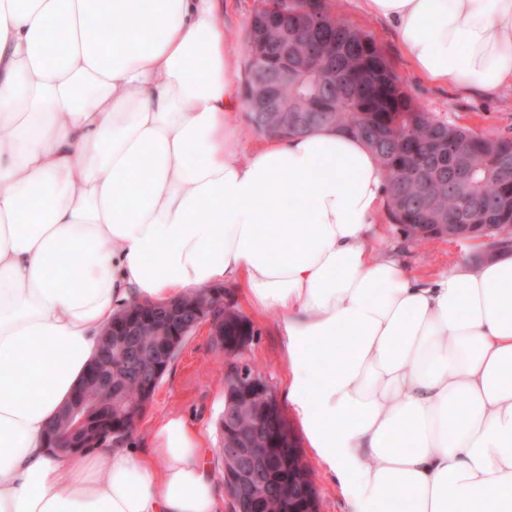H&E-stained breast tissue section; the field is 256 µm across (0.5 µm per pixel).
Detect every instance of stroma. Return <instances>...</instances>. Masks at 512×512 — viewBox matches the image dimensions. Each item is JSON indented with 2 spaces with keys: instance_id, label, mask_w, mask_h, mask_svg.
Instances as JSON below:
<instances>
[{
  "instance_id": "stroma-1",
  "label": "stroma",
  "mask_w": 512,
  "mask_h": 512,
  "mask_svg": "<svg viewBox=\"0 0 512 512\" xmlns=\"http://www.w3.org/2000/svg\"><path fill=\"white\" fill-rule=\"evenodd\" d=\"M261 0H219L224 24L232 35L228 45L237 63H244L247 24ZM339 16L361 28L375 40L404 90L426 111L445 115L457 124L475 131L512 136V89L496 94H464L424 81L413 70L403 55L394 30L363 10L361 0H340ZM374 246L379 251L394 253L407 268L418 276L429 278L447 270L449 263L476 259L481 254L479 244H452L444 239L414 242L406 239L396 225L382 221L374 230ZM224 306L246 317L255 331L253 339L244 347L241 358L260 370L274 393L281 412H288L286 372L283 367V341L276 313H257L250 309L242 286L227 284L222 287ZM229 356L223 345L210 333L209 323H202L188 337L177 357L171 362L153 400L145 410L129 443L139 448H150L148 430L161 415L176 411L186 415L205 433L210 448L209 465L215 478L224 475V439L221 417L224 413V366ZM293 438L301 447L303 461L312 472V481L318 501V512H348V502L342 487L333 485L304 447L300 428H293Z\"/></svg>"
}]
</instances>
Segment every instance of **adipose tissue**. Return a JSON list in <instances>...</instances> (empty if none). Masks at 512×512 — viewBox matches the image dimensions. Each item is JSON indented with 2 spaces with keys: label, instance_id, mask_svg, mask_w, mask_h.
<instances>
[{
  "label": "adipose tissue",
  "instance_id": "1",
  "mask_svg": "<svg viewBox=\"0 0 512 512\" xmlns=\"http://www.w3.org/2000/svg\"><path fill=\"white\" fill-rule=\"evenodd\" d=\"M363 3L425 81L512 88V0ZM215 4L0 0V512H222L182 414L152 454L46 432L119 312L239 283L280 316L288 402L350 512H512V254L429 279L374 255L385 177L349 133L236 158Z\"/></svg>",
  "mask_w": 512,
  "mask_h": 512
}]
</instances>
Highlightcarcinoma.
<instances>
[{
    "label": "carcinoma",
    "mask_w": 512,
    "mask_h": 512,
    "mask_svg": "<svg viewBox=\"0 0 512 512\" xmlns=\"http://www.w3.org/2000/svg\"><path fill=\"white\" fill-rule=\"evenodd\" d=\"M245 98L249 104L273 102L270 112H247L251 131L267 138L340 128L360 139L386 174L389 218L408 238L482 240L485 256L512 251V137L479 134L446 116L426 112L403 90L374 39L333 13L332 0H274L258 10L247 29ZM168 316L156 310L138 330L137 341L150 350L165 335ZM254 336L243 316H224V341L245 346ZM266 391L236 407L253 447L264 448L288 427L283 415H258ZM142 391L135 377L121 380L112 414L136 428ZM276 471L269 485L255 488L260 512L298 508L312 486L307 468Z\"/></svg>",
    "instance_id": "1"
}]
</instances>
